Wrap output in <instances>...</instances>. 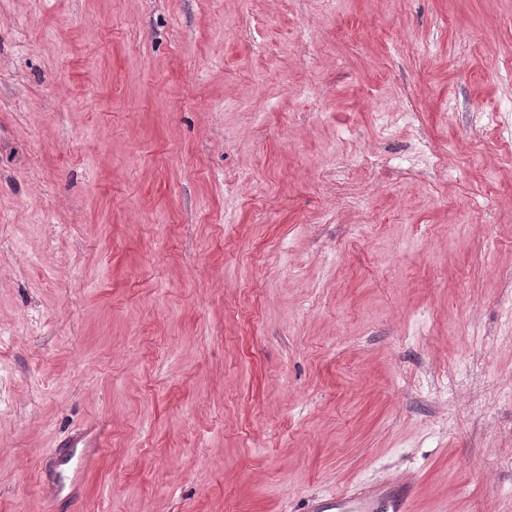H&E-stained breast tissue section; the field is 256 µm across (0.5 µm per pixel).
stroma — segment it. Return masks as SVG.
<instances>
[{"label": "stroma", "instance_id": "stroma-1", "mask_svg": "<svg viewBox=\"0 0 512 512\" xmlns=\"http://www.w3.org/2000/svg\"><path fill=\"white\" fill-rule=\"evenodd\" d=\"M510 296L512 0H0V512H512ZM396 488L399 489L396 492ZM411 492L399 485L377 487L371 490L314 502L309 512H373L378 503L383 502L388 512H410Z\"/></svg>", "mask_w": 512, "mask_h": 512}]
</instances>
